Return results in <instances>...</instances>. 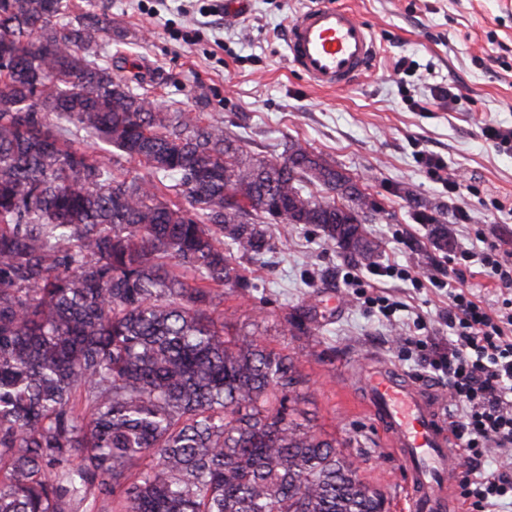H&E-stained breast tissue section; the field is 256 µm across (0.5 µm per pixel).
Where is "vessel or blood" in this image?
Segmentation results:
<instances>
[{
    "instance_id": "obj_1",
    "label": "vessel or blood",
    "mask_w": 512,
    "mask_h": 512,
    "mask_svg": "<svg viewBox=\"0 0 512 512\" xmlns=\"http://www.w3.org/2000/svg\"><path fill=\"white\" fill-rule=\"evenodd\" d=\"M287 50L312 85L340 89L371 64L375 37L352 10L321 0L290 21ZM358 393L404 463L410 512H453L460 456L445 429L442 400L381 359L364 369Z\"/></svg>"
}]
</instances>
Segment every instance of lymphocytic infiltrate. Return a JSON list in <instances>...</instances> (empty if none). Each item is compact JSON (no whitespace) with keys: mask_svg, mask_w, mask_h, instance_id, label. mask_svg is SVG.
I'll return each instance as SVG.
<instances>
[{"mask_svg":"<svg viewBox=\"0 0 512 512\" xmlns=\"http://www.w3.org/2000/svg\"><path fill=\"white\" fill-rule=\"evenodd\" d=\"M457 285L444 286L430 277L433 287H447L448 309L443 318L448 338L421 337L423 318H415V335L403 337L406 353L416 354L431 379L448 390L449 427L471 478L460 485V498L473 512H501L512 501V297L491 308L461 282L482 275L498 290L512 288V250L503 244L483 243L461 249L452 257ZM399 264L371 268L369 273L349 269L343 276L352 288L371 285L365 302L378 308L388 322H396L404 303L393 300L380 283L386 278H410ZM495 453L494 471L479 474L488 453Z\"/></svg>","mask_w":512,"mask_h":512,"instance_id":"lymphocytic-infiltrate-1","label":"lymphocytic infiltrate"}]
</instances>
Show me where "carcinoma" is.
Here are the masks:
<instances>
[{
  "label": "carcinoma",
  "instance_id": "cac0c4a2",
  "mask_svg": "<svg viewBox=\"0 0 512 512\" xmlns=\"http://www.w3.org/2000/svg\"><path fill=\"white\" fill-rule=\"evenodd\" d=\"M103 34L0 0V512H385L294 360L215 315L275 217L372 264L373 204L295 142L256 159L133 92Z\"/></svg>",
  "mask_w": 512,
  "mask_h": 512
}]
</instances>
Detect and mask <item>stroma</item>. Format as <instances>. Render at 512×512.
Segmentation results:
<instances>
[{"mask_svg": "<svg viewBox=\"0 0 512 512\" xmlns=\"http://www.w3.org/2000/svg\"><path fill=\"white\" fill-rule=\"evenodd\" d=\"M106 16L101 44L115 78L143 76L153 98L224 121L251 156L277 157L286 141L335 161L381 210L368 225L378 264L398 263L448 277L449 251L470 246L476 229L512 239V152L498 150L484 125L512 127V0H334L373 30L376 61L340 90L313 86L287 58L289 21L315 0H79ZM411 69L395 74L400 58ZM454 87L445 98L442 88ZM447 166L431 176L422 156ZM461 183L449 191L446 182ZM438 205L451 233L448 251L433 246L421 205ZM274 249L250 266L246 289L225 290L229 333L261 330L265 344L299 359L309 380L303 404L312 425L344 442L359 475L401 512L402 472L354 387L356 360L376 356L410 377L421 368L401 358L396 339L422 315L426 333L448 334L440 314L446 292L394 278L393 299L408 305L391 325L364 305L342 277L354 260L312 225L276 224ZM309 317L283 333L285 317Z\"/></svg>", "mask_w": 512, "mask_h": 512, "instance_id": "obj_1", "label": "stroma"}]
</instances>
